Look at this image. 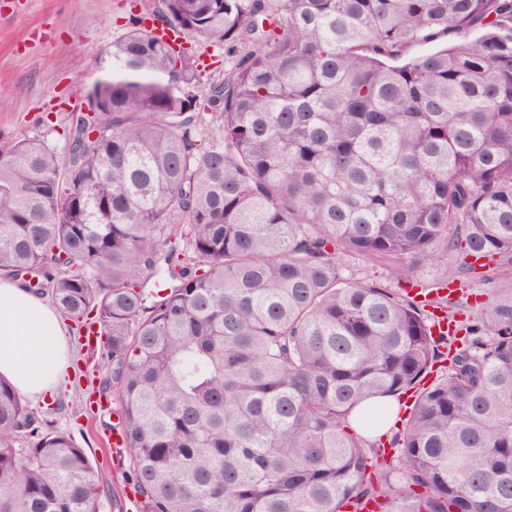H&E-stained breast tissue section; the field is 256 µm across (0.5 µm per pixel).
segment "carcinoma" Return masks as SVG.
I'll list each match as a JSON object with an SVG mask.
<instances>
[{
    "mask_svg": "<svg viewBox=\"0 0 512 512\" xmlns=\"http://www.w3.org/2000/svg\"><path fill=\"white\" fill-rule=\"evenodd\" d=\"M198 37L250 48L205 94ZM102 64L66 155L0 150V277L100 337L140 512H512V305L422 388L447 338L401 290L456 251L512 261V0H158ZM412 389L380 463L350 417ZM101 497L0 378V512ZM347 275L358 281H377L396 288L389 277L387 267L379 262L360 256H344L342 260Z\"/></svg>",
    "mask_w": 512,
    "mask_h": 512,
    "instance_id": "carcinoma-1",
    "label": "carcinoma"
}]
</instances>
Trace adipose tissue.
<instances>
[{"label": "adipose tissue", "instance_id": "obj_1", "mask_svg": "<svg viewBox=\"0 0 512 512\" xmlns=\"http://www.w3.org/2000/svg\"><path fill=\"white\" fill-rule=\"evenodd\" d=\"M70 374L67 329L50 300L0 278V378L47 401Z\"/></svg>", "mask_w": 512, "mask_h": 512}]
</instances>
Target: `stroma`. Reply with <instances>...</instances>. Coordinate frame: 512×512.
Masks as SVG:
<instances>
[{
	"label": "stroma",
	"mask_w": 512,
	"mask_h": 512,
	"mask_svg": "<svg viewBox=\"0 0 512 512\" xmlns=\"http://www.w3.org/2000/svg\"><path fill=\"white\" fill-rule=\"evenodd\" d=\"M154 0H0V146L12 139L42 137L66 153L63 127L85 87L102 77L104 48L126 30L130 15ZM462 256L447 266L420 265L415 277L431 282L457 270L456 291L447 313L456 323L482 326L493 309L512 304V264L488 261L462 273ZM30 408L57 419L84 449L104 489L102 512H125L133 488L125 473L128 461L113 462L104 438L112 409H86L84 392L68 382L54 399L30 401Z\"/></svg>",
	"instance_id": "stroma-1"
}]
</instances>
